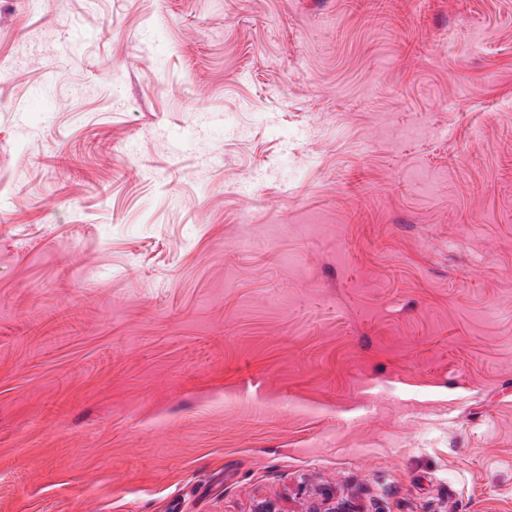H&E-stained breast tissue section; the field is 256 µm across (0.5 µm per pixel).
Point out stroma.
<instances>
[{
    "mask_svg": "<svg viewBox=\"0 0 512 512\" xmlns=\"http://www.w3.org/2000/svg\"><path fill=\"white\" fill-rule=\"evenodd\" d=\"M512 512V0H0V512ZM314 510L310 512H355V505L346 499L336 496V491L323 489L319 498L314 502Z\"/></svg>",
    "mask_w": 512,
    "mask_h": 512,
    "instance_id": "35a3bbf8",
    "label": "stroma"
}]
</instances>
